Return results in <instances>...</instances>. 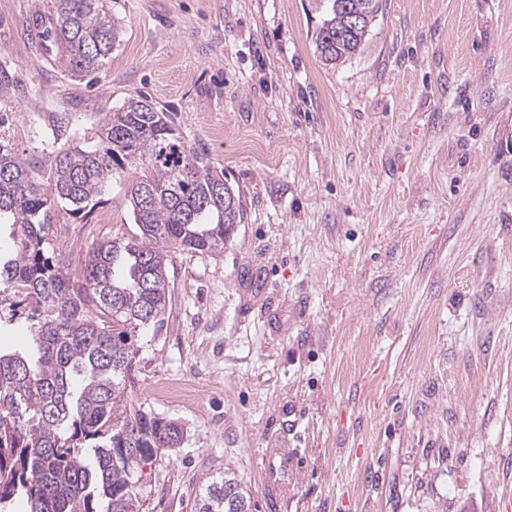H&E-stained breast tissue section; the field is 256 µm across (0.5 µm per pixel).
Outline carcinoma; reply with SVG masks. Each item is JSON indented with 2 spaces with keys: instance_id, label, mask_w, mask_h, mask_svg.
Returning a JSON list of instances; mask_svg holds the SVG:
<instances>
[{
  "instance_id": "carcinoma-1",
  "label": "carcinoma",
  "mask_w": 512,
  "mask_h": 512,
  "mask_svg": "<svg viewBox=\"0 0 512 512\" xmlns=\"http://www.w3.org/2000/svg\"><path fill=\"white\" fill-rule=\"evenodd\" d=\"M331 2L316 49L332 64L362 51ZM47 36L66 69H104L121 29L106 0H53ZM73 113L49 121L51 142L18 154L0 139V327L29 322L31 349L0 350V512H143L144 468L178 448L184 427L128 395L146 328L160 331L171 299L168 267L181 252L217 254L245 219L240 195L171 112L130 97L99 119L91 140L70 135ZM136 232L88 246L80 270L59 250L55 217L89 224L108 186L130 170ZM226 471L203 485L198 512H251Z\"/></svg>"
}]
</instances>
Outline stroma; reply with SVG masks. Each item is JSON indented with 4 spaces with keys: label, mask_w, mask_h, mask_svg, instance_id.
Instances as JSON below:
<instances>
[{
    "label": "stroma",
    "mask_w": 512,
    "mask_h": 512,
    "mask_svg": "<svg viewBox=\"0 0 512 512\" xmlns=\"http://www.w3.org/2000/svg\"><path fill=\"white\" fill-rule=\"evenodd\" d=\"M121 42L83 77L39 39L53 0H0V135L72 134L131 96L174 113L246 209L223 253L176 254L133 399L187 431L144 512H196L232 469L252 512H512V0H383L363 51H315L323 0H107ZM60 214L79 266L123 231ZM192 381L194 398L158 397ZM268 448L302 481L265 489Z\"/></svg>",
    "instance_id": "1"
}]
</instances>
